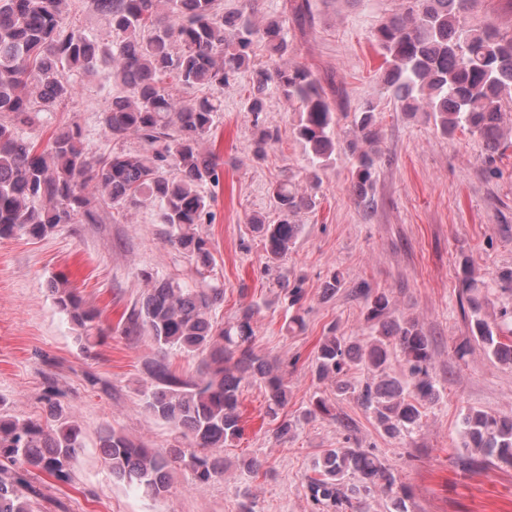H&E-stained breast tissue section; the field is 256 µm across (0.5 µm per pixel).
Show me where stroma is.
<instances>
[{"label": "stroma", "mask_w": 512, "mask_h": 512, "mask_svg": "<svg viewBox=\"0 0 512 512\" xmlns=\"http://www.w3.org/2000/svg\"><path fill=\"white\" fill-rule=\"evenodd\" d=\"M312 22L288 27L290 62L309 67L335 112L338 132L348 135V116L369 101L379 115V159L374 203L358 206L352 192V168L338 158L322 174L315 208L301 211V234L282 273L301 281L303 331L281 326L288 301L264 273V243L248 219H275L269 187L281 175L304 182L308 166L293 129L298 114L278 91L267 95V120L278 138L262 158L253 155V116L244 105L252 87L250 70L215 95L224 110L207 150L220 158V183L206 186L211 216L202 226L216 271L224 283V304L217 316L230 321L240 308L256 304L255 348L278 361L288 375L289 415L300 414L312 397H330L336 419L303 423L287 442L272 439L262 389H241L243 435L224 456L234 462L256 458L257 474L232 472L207 484L175 470L168 495L141 496L113 479L97 447L100 429L111 426L153 448L169 447L168 426L144 409L149 383L146 364L156 356L145 340L120 335L123 313L144 290V274L189 281L186 262L164 237L156 210L137 207L118 216L102 212L99 223L67 224L44 239L25 236L0 240V397L10 413L29 418L45 414L51 386L65 392L85 434V450L75 483L45 478L46 512L64 503L68 512H238L243 491H250L257 512H313L306 488L323 449L359 440L374 449L409 492L414 512H512V467L465 469L457 462L461 420L467 409L512 415V368L490 360L470 342L469 317L460 296V265L470 261L490 282L488 319L512 305V292L495 286L498 270L512 267V132L495 157L467 131L443 135L424 115L397 109L380 75L384 58L371 37L374 27L403 6V0H311ZM77 92L60 111L43 113L25 137L46 142L57 126L78 123L89 155L109 152L102 113L116 87L103 77H76ZM343 285L323 300L332 273ZM67 277L83 299L98 308L111 334L91 353L80 351L76 332L55 309L48 284ZM364 282L393 299L392 315L413 317L432 342L430 374L437 389L420 429L388 437L355 397L337 396L330 384L311 374L317 345L329 326L348 336L368 334L367 307L351 288ZM112 385L111 393L90 388L85 373ZM349 419L350 429L339 426Z\"/></svg>", "instance_id": "obj_1"}]
</instances>
